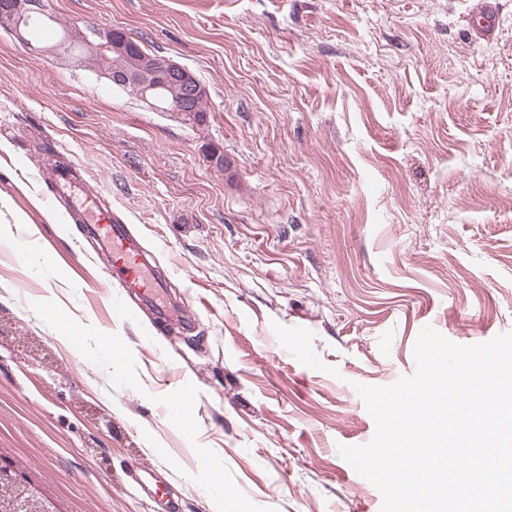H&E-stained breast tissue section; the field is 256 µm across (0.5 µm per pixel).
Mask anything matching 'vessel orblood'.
<instances>
[{
  "mask_svg": "<svg viewBox=\"0 0 512 512\" xmlns=\"http://www.w3.org/2000/svg\"><path fill=\"white\" fill-rule=\"evenodd\" d=\"M478 32L486 39H495L499 31L497 0H477L471 10ZM78 169L74 166L54 171L53 179L67 215L86 224L91 234L97 236L110 252L112 259L108 275L123 287L142 293L146 298L163 306V287L156 274L152 273L142 255L129 244L127 227L112 217L108 207L98 193L76 185ZM131 477L151 500L164 499L167 489L157 478L147 472L132 470Z\"/></svg>",
  "mask_w": 512,
  "mask_h": 512,
  "instance_id": "vessel-or-blood-1",
  "label": "vessel or blood"
}]
</instances>
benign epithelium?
I'll return each instance as SVG.
<instances>
[{"label":"benign epithelium","mask_w":512,"mask_h":512,"mask_svg":"<svg viewBox=\"0 0 512 512\" xmlns=\"http://www.w3.org/2000/svg\"><path fill=\"white\" fill-rule=\"evenodd\" d=\"M43 12L35 0H10L9 8L0 9V26L10 32L23 44H32V17ZM104 40L103 47L117 55V59L103 53L96 44L90 45L92 51L98 54V75L106 78L117 86L130 82L139 88L140 100L153 109H158L154 92L159 88L158 76L163 73L176 76L186 89L181 106L177 112H189L193 100L206 92L205 87L196 76L174 61L159 55H147L127 38H119L108 31L99 35Z\"/></svg>","instance_id":"benign-epithelium-1"}]
</instances>
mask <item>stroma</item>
Instances as JSON below:
<instances>
[{
	"label": "stroma",
	"mask_w": 512,
	"mask_h": 512,
	"mask_svg": "<svg viewBox=\"0 0 512 512\" xmlns=\"http://www.w3.org/2000/svg\"><path fill=\"white\" fill-rule=\"evenodd\" d=\"M476 0H43L37 54L0 28V225L40 235L32 274L0 249V458L59 512H164L166 480L212 512H381L339 446L375 423L357 385L414 373L419 332H512V0L497 39ZM124 31L193 72L203 117L158 112L59 54L62 23ZM82 178L158 266L164 329L122 317L107 256L51 209L45 169ZM109 336L116 380L56 338ZM193 398L197 432L163 415ZM478 32L486 39L493 40L499 31L497 0H478L470 11ZM197 470L206 475L203 490L207 497L215 500H223L224 472L208 455L199 454L197 457ZM132 479L142 491L153 502L163 500L167 496V489L157 478L149 472L140 473L133 469L130 472Z\"/></svg>",
	"instance_id": "stroma-1"
}]
</instances>
